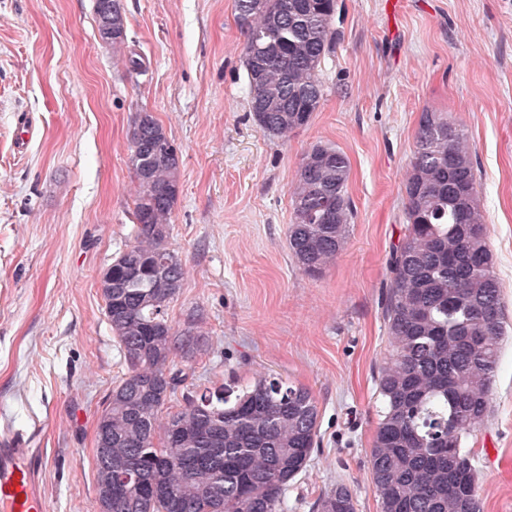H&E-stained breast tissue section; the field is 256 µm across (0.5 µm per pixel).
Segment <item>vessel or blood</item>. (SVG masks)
<instances>
[{
	"mask_svg": "<svg viewBox=\"0 0 512 512\" xmlns=\"http://www.w3.org/2000/svg\"><path fill=\"white\" fill-rule=\"evenodd\" d=\"M44 464L28 435L15 432L0 441V512H43L39 483Z\"/></svg>",
	"mask_w": 512,
	"mask_h": 512,
	"instance_id": "obj_1",
	"label": "vessel or blood"
}]
</instances>
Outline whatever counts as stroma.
<instances>
[{"instance_id":"obj_1","label":"stroma","mask_w":512,"mask_h":512,"mask_svg":"<svg viewBox=\"0 0 512 512\" xmlns=\"http://www.w3.org/2000/svg\"><path fill=\"white\" fill-rule=\"evenodd\" d=\"M124 3L139 72L101 45L93 0H0V435L33 433L46 512H96V422L127 371L99 277L134 240L128 130L142 108L179 153L169 243L185 276L168 313L203 318L194 383L264 376L317 400L287 512H316L339 481L356 512H380L368 452L404 183L421 112L465 126L508 330L491 416L467 446L483 512H512V0H343L324 100L285 142L249 112L234 0ZM318 142L350 160L355 219L311 277L288 252L289 187Z\"/></svg>"}]
</instances>
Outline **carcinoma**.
Returning a JSON list of instances; mask_svg holds the SVG:
<instances>
[{"label": "carcinoma", "instance_id": "1", "mask_svg": "<svg viewBox=\"0 0 512 512\" xmlns=\"http://www.w3.org/2000/svg\"><path fill=\"white\" fill-rule=\"evenodd\" d=\"M112 2V52L125 48L123 0H94L96 24ZM337 0H235L244 35L249 111L270 136L307 126L324 96L322 64L336 52ZM130 163L137 182L134 241L112 262L105 315L127 365L98 426L112 432V459L95 460L112 482L105 512H284L288 484L317 445L312 392L260 377L201 392L192 362L208 354L196 316L176 329L170 303L184 277L170 248L180 191L179 156L154 113H135ZM350 164L328 143L309 147L290 188L288 250L298 269L319 276L345 248L354 209ZM405 230L392 246L383 316L391 352L377 375L379 422L369 475L381 512H482L467 437L488 422L505 314L477 197L464 126L442 112L419 117L405 182ZM184 361L178 365L175 358ZM181 393L175 412L164 413ZM318 512H356L338 484Z\"/></svg>", "mask_w": 512, "mask_h": 512}]
</instances>
